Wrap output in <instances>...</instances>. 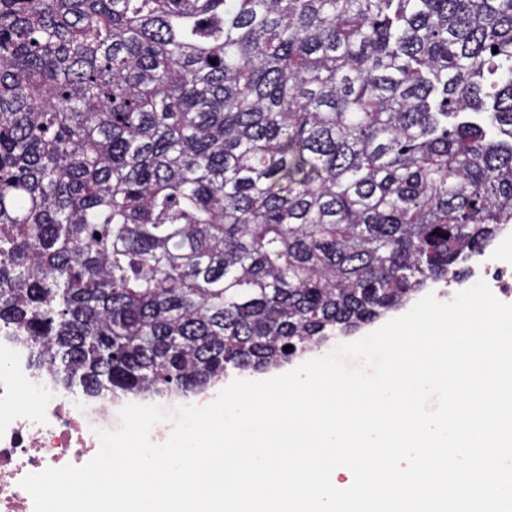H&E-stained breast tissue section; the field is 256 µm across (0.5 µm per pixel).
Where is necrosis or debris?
Returning <instances> with one entry per match:
<instances>
[{
    "mask_svg": "<svg viewBox=\"0 0 512 512\" xmlns=\"http://www.w3.org/2000/svg\"><path fill=\"white\" fill-rule=\"evenodd\" d=\"M462 265L464 278L433 284L437 298L454 297L481 280L512 304V259L498 247L469 253ZM121 406L60 388L50 371L31 370L26 347L0 335V512H35L21 480L48 468L86 464L99 450L97 429L118 425Z\"/></svg>",
    "mask_w": 512,
    "mask_h": 512,
    "instance_id": "necrosis-or-debris-1",
    "label": "necrosis or debris"
}]
</instances>
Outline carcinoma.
<instances>
[{"mask_svg": "<svg viewBox=\"0 0 512 512\" xmlns=\"http://www.w3.org/2000/svg\"><path fill=\"white\" fill-rule=\"evenodd\" d=\"M502 224L512 0H0V328L88 397L277 368Z\"/></svg>", "mask_w": 512, "mask_h": 512, "instance_id": "cac0c4a2", "label": "carcinoma"}]
</instances>
